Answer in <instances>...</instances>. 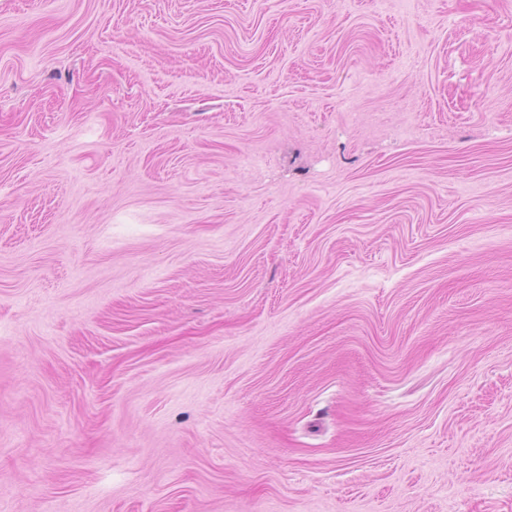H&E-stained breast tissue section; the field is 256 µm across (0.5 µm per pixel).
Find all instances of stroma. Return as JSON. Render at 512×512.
<instances>
[{"mask_svg": "<svg viewBox=\"0 0 512 512\" xmlns=\"http://www.w3.org/2000/svg\"><path fill=\"white\" fill-rule=\"evenodd\" d=\"M0 512H512V0H0Z\"/></svg>", "mask_w": 512, "mask_h": 512, "instance_id": "obj_1", "label": "stroma"}]
</instances>
